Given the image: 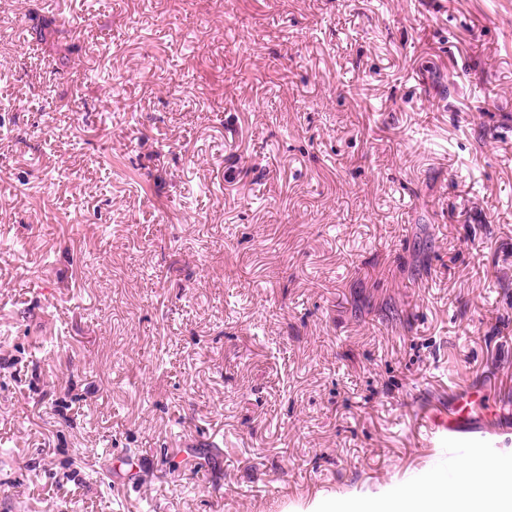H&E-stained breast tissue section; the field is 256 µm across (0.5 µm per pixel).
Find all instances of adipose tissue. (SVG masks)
<instances>
[{
    "instance_id": "adipose-tissue-1",
    "label": "adipose tissue",
    "mask_w": 512,
    "mask_h": 512,
    "mask_svg": "<svg viewBox=\"0 0 512 512\" xmlns=\"http://www.w3.org/2000/svg\"><path fill=\"white\" fill-rule=\"evenodd\" d=\"M512 483L508 474H492L489 464L477 462L466 467L455 484L430 479L417 487L406 488L386 504L356 505L354 512H467L468 500L485 494V512H512Z\"/></svg>"
}]
</instances>
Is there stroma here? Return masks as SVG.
Here are the masks:
<instances>
[{
  "mask_svg": "<svg viewBox=\"0 0 512 512\" xmlns=\"http://www.w3.org/2000/svg\"><path fill=\"white\" fill-rule=\"evenodd\" d=\"M473 385L512 0H0V512L384 502Z\"/></svg>",
  "mask_w": 512,
  "mask_h": 512,
  "instance_id": "1",
  "label": "stroma"
}]
</instances>
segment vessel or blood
I'll return each mask as SVG.
<instances>
[{
  "label": "vessel or blood",
  "mask_w": 512,
  "mask_h": 512,
  "mask_svg": "<svg viewBox=\"0 0 512 512\" xmlns=\"http://www.w3.org/2000/svg\"><path fill=\"white\" fill-rule=\"evenodd\" d=\"M483 406L481 393L476 388H467L458 391L447 407L423 420L426 438L436 447L434 465L483 454L492 448L488 421L492 418L504 423L512 421V408L499 410L491 417L483 413Z\"/></svg>",
  "instance_id": "vessel-or-blood-1"
}]
</instances>
